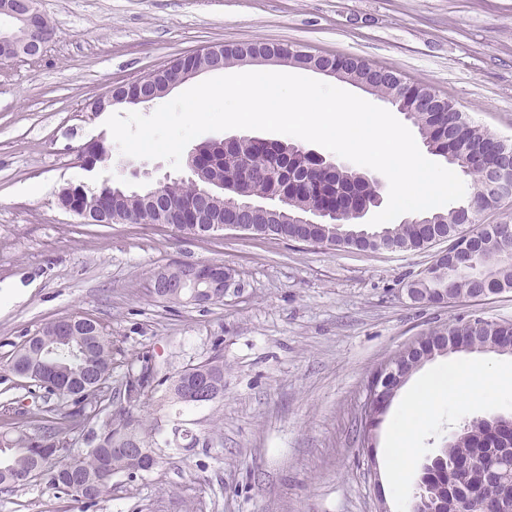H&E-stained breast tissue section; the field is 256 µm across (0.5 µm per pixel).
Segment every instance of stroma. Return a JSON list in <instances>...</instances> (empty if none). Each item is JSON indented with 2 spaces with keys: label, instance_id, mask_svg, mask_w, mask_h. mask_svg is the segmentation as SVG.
Masks as SVG:
<instances>
[{
  "label": "stroma",
  "instance_id": "35a3bbf8",
  "mask_svg": "<svg viewBox=\"0 0 512 512\" xmlns=\"http://www.w3.org/2000/svg\"><path fill=\"white\" fill-rule=\"evenodd\" d=\"M53 35L37 59L0 61V432L37 434L56 406L8 364L28 337L56 319L100 322L112 341V420L155 425L159 462L119 473L94 505L31 483L0 493V512H406L421 467L465 421L512 412V388L468 406L442 400L417 428L403 478H394L401 389L377 431L359 440L372 371L418 336L460 318L512 322V290L481 299L416 304L404 289L439 252L358 251L240 231L197 237L152 224H87L62 210L68 183L150 188L172 168L123 155L110 113L149 115L158 101L90 114L89 100L199 48L285 43L344 54L431 85L473 124L512 142V0H38ZM99 140L112 150L93 171L78 155ZM218 262L232 281L224 299L167 304L154 274ZM24 296L10 301L11 289ZM224 355V395L172 404L164 378ZM512 373V355L452 353L454 362ZM156 381L143 404L124 398L130 375ZM206 444L169 448L173 424Z\"/></svg>",
  "mask_w": 512,
  "mask_h": 512
}]
</instances>
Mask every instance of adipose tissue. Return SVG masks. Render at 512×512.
<instances>
[{
    "label": "adipose tissue",
    "mask_w": 512,
    "mask_h": 512,
    "mask_svg": "<svg viewBox=\"0 0 512 512\" xmlns=\"http://www.w3.org/2000/svg\"><path fill=\"white\" fill-rule=\"evenodd\" d=\"M449 384L427 382L411 393L406 406L407 416L400 421L392 436L393 446L399 462L393 470L394 476H402L406 470L407 450L411 447L418 421L430 414L443 396L454 395L460 404H468L490 388L504 384V377L493 368L477 369L469 365H452L449 369Z\"/></svg>",
    "instance_id": "obj_1"
}]
</instances>
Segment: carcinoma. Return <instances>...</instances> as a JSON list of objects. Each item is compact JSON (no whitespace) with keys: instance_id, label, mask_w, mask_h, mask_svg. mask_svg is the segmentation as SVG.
I'll return each mask as SVG.
<instances>
[{"instance_id":"obj_1","label":"carcinoma","mask_w":512,"mask_h":512,"mask_svg":"<svg viewBox=\"0 0 512 512\" xmlns=\"http://www.w3.org/2000/svg\"><path fill=\"white\" fill-rule=\"evenodd\" d=\"M264 43L227 45L224 47V66L242 63L245 50H264ZM336 69L343 75V82L368 81L373 86L372 94L386 100L397 109H412L414 126L423 139L431 143L435 154L466 176L472 178L473 192L464 203L446 212H436L424 217L420 224H387L376 230L403 251L420 250L430 245L435 236L445 237L453 245L465 240L462 212L476 216L479 211L497 206L498 199L488 192L484 181V166L496 154L512 153V144H501L487 131L471 125L461 113L450 107V102L425 84H404L401 91L394 90L389 73L375 69L366 60L353 56L336 58ZM206 160L205 174L222 179L227 171H234L246 180V187L254 195L284 194L288 196V209L303 210L324 206L333 210L349 211L355 205L369 202L377 189L368 185L359 172L342 168L330 173L305 162L296 152L295 145L275 142L267 147L253 143L238 151L236 155L224 156L210 143L200 148ZM95 193L82 184H69L59 192L58 200L67 209L76 201L90 203ZM232 200L224 202V209H216L219 216L236 217ZM198 209L196 188L189 183H180L171 191V202L165 209L145 203L126 193L112 198V211L135 216L138 224H167L186 235H201L195 223ZM242 218L251 222L257 233L274 239L328 240L340 248L372 249L369 239H355L353 235L362 231L351 219H338L334 224H292L271 214L250 215ZM481 258L486 276L480 283L475 281L471 267L460 264L453 270L452 278L434 276L418 278L411 286L431 298L448 295L450 299L472 298L474 292L483 289L486 295L499 294L512 289V261L507 259L498 239L483 232ZM55 327L49 322L30 336L10 360L12 373L24 368L27 379L35 381L49 394L70 401L75 410L59 413L55 408L45 410L47 425L35 437L18 433L14 436L0 435V492H9L25 484L22 476L39 478L46 486L67 492L77 500L94 503L106 495L111 485L100 481L102 474L112 472H143L144 463L136 456L114 452L116 448H154L153 433L131 419L118 426L112 420L99 427L92 426L94 415L87 408L105 401V385L112 372V344L104 326L93 319L78 322L70 327L73 345L83 344L87 354L82 359L70 356L68 348L62 347L52 357L54 366L43 364L41 346L54 343ZM446 336H461L472 346L492 345L496 341L512 338V323H500L482 318L459 321L445 329L427 333V340L420 346V353L439 355ZM210 376L214 398L224 395V355L217 350L206 360L187 367L167 378L174 403L181 402L180 389L203 375ZM153 377L142 373L130 380L126 401L135 406L152 385ZM74 427L86 428L88 448L85 453L64 460L58 459L67 448L63 427L56 417ZM447 457L463 458L473 452L471 441L465 437L449 440L445 448ZM433 499L443 504V512H457L458 504L448 497L445 477L438 475L429 482Z\"/></svg>"}]
</instances>
